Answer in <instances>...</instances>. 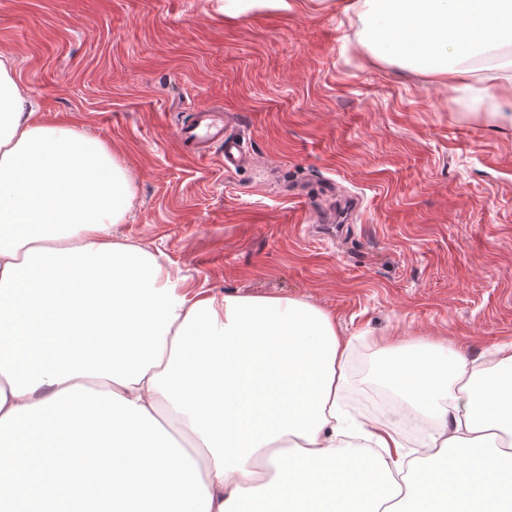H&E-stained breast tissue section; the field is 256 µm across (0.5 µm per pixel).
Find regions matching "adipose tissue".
<instances>
[{
	"mask_svg": "<svg viewBox=\"0 0 512 512\" xmlns=\"http://www.w3.org/2000/svg\"><path fill=\"white\" fill-rule=\"evenodd\" d=\"M386 56L481 98L512 125V0H336ZM489 59L475 87L473 48ZM0 54V512H86V449L105 512H512V347L497 377L456 356L406 367L396 426L341 408L351 342L278 296L190 292L162 254L118 238L131 193L108 148L47 125ZM40 459L42 480L26 474Z\"/></svg>",
	"mask_w": 512,
	"mask_h": 512,
	"instance_id": "adipose-tissue-1",
	"label": "adipose tissue"
}]
</instances>
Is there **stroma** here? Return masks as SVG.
<instances>
[{"mask_svg":"<svg viewBox=\"0 0 512 512\" xmlns=\"http://www.w3.org/2000/svg\"><path fill=\"white\" fill-rule=\"evenodd\" d=\"M238 13L224 0H0V53L47 124L101 140L133 179L119 237L192 288L286 296L336 316L384 389L371 340L426 337L495 374L512 344V127L378 56L335 0ZM227 116L249 159L183 153L181 122ZM359 208L321 238L339 201Z\"/></svg>","mask_w":512,"mask_h":512,"instance_id":"stroma-1","label":"stroma"}]
</instances>
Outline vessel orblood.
<instances>
[{"mask_svg":"<svg viewBox=\"0 0 512 512\" xmlns=\"http://www.w3.org/2000/svg\"><path fill=\"white\" fill-rule=\"evenodd\" d=\"M179 139L200 158L206 157L212 145H223L224 166L228 169L241 165L247 158L243 140L228 135L223 120L217 119L214 112L207 109L195 112L192 119L181 126Z\"/></svg>","mask_w":512,"mask_h":512,"instance_id":"b4317fda","label":"vessel or blood"}]
</instances>
